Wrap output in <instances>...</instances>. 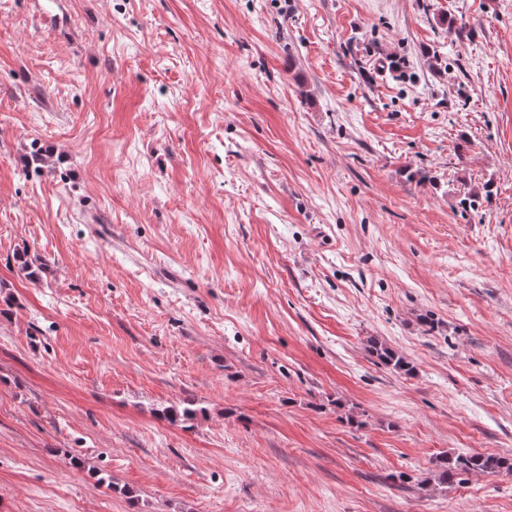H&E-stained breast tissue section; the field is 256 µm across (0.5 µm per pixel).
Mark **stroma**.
<instances>
[{"label":"stroma","mask_w":512,"mask_h":512,"mask_svg":"<svg viewBox=\"0 0 512 512\" xmlns=\"http://www.w3.org/2000/svg\"><path fill=\"white\" fill-rule=\"evenodd\" d=\"M446 452L512 457V0H0V512H512ZM370 353L375 356L383 365L391 368L393 371L409 375L413 371V366L406 357L393 350L385 343L376 338L367 340Z\"/></svg>","instance_id":"obj_1"}]
</instances>
